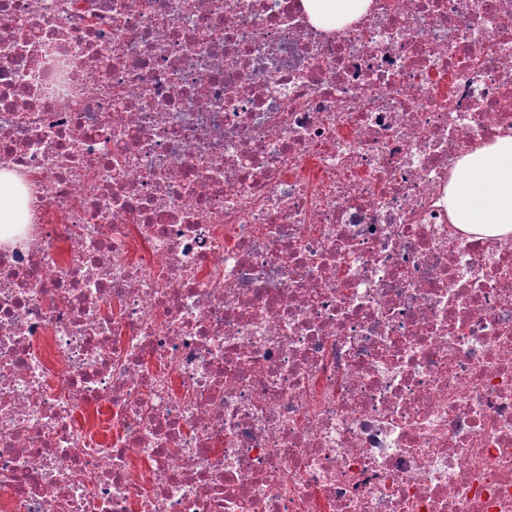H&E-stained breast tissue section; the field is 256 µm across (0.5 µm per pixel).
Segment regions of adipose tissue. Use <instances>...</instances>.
<instances>
[{
	"instance_id": "1",
	"label": "adipose tissue",
	"mask_w": 512,
	"mask_h": 512,
	"mask_svg": "<svg viewBox=\"0 0 512 512\" xmlns=\"http://www.w3.org/2000/svg\"><path fill=\"white\" fill-rule=\"evenodd\" d=\"M371 0H303L311 23L342 27L364 17ZM453 223L480 236L512 235V133L460 157L443 199Z\"/></svg>"
}]
</instances>
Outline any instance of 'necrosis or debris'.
Masks as SVG:
<instances>
[{"label": "necrosis or debris", "mask_w": 512, "mask_h": 512, "mask_svg": "<svg viewBox=\"0 0 512 512\" xmlns=\"http://www.w3.org/2000/svg\"><path fill=\"white\" fill-rule=\"evenodd\" d=\"M512 0H0V512H512ZM371 0H303L311 23L317 28L334 29L364 17ZM443 202L453 223L464 230L512 235V133L460 157ZM27 193L21 184L20 178L11 172H0V236H6L4 224H19L14 218L13 211L8 213L12 206L26 213ZM2 229V231H1Z\"/></svg>", "instance_id": "1"}]
</instances>
